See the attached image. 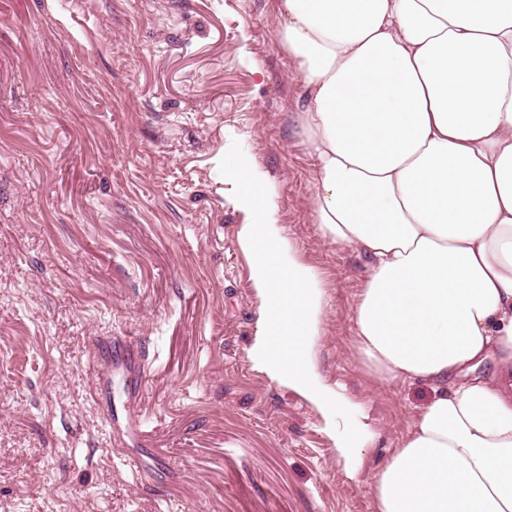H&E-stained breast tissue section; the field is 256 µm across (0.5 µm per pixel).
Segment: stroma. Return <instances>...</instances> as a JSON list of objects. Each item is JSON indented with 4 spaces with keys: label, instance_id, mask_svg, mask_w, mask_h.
Segmentation results:
<instances>
[{
    "label": "stroma",
    "instance_id": "stroma-1",
    "mask_svg": "<svg viewBox=\"0 0 512 512\" xmlns=\"http://www.w3.org/2000/svg\"><path fill=\"white\" fill-rule=\"evenodd\" d=\"M276 0H0V512H375L374 470L434 396L362 364L367 259L323 236ZM240 143L317 274L320 379L376 436L349 469L255 365ZM137 346L142 435L96 403L98 337Z\"/></svg>",
    "mask_w": 512,
    "mask_h": 512
}]
</instances>
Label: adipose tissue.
<instances>
[{
  "label": "adipose tissue",
  "instance_id": "1",
  "mask_svg": "<svg viewBox=\"0 0 512 512\" xmlns=\"http://www.w3.org/2000/svg\"><path fill=\"white\" fill-rule=\"evenodd\" d=\"M279 18L315 221L369 260L358 354L435 391L374 474L376 512H512V0H280Z\"/></svg>",
  "mask_w": 512,
  "mask_h": 512
}]
</instances>
